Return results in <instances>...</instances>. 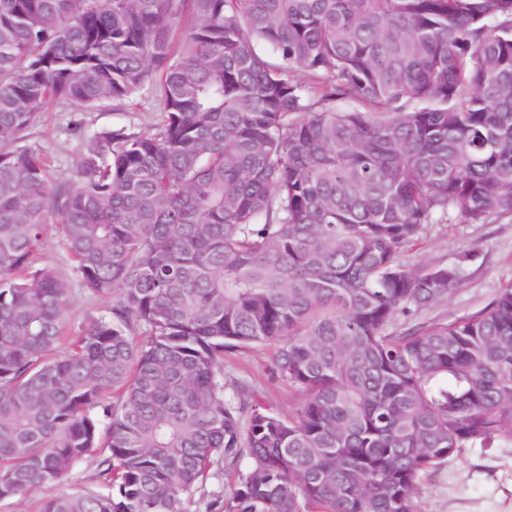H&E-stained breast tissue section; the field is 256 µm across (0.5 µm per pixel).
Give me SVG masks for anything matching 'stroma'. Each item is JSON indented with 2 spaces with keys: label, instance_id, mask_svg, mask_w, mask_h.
<instances>
[{
  "label": "stroma",
  "instance_id": "obj_1",
  "mask_svg": "<svg viewBox=\"0 0 512 512\" xmlns=\"http://www.w3.org/2000/svg\"><path fill=\"white\" fill-rule=\"evenodd\" d=\"M155 88L146 87L135 103H105L87 112L48 104L30 129L26 143L49 164L51 180L71 178L95 132L112 127L144 129L159 119ZM403 263L422 271L434 265L462 264L465 279L447 305L421 312L424 320L451 321L489 304L501 288L512 284V219L486 224H428L409 245ZM35 264L48 263L67 283L69 301L66 331L105 313V299L82 288L59 224L46 225L34 253ZM276 347L253 345L224 354V377L246 384L254 400L274 412L292 414L302 395L280 381L274 372ZM98 456L75 464L63 483L40 487L26 496L0 500V512H40L42 503L63 492L100 490ZM418 499L423 512H512V445L468 448L444 466L424 474Z\"/></svg>",
  "mask_w": 512,
  "mask_h": 512
}]
</instances>
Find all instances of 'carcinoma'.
<instances>
[{"mask_svg":"<svg viewBox=\"0 0 512 512\" xmlns=\"http://www.w3.org/2000/svg\"><path fill=\"white\" fill-rule=\"evenodd\" d=\"M147 85L159 122L51 183L42 109ZM506 217L512 0H0V500L103 446L107 492L41 512H190L221 468L222 512H422L423 473L512 444V284L420 322L464 270L400 256ZM51 218L111 302L58 356L68 288L31 264ZM269 343L288 418L224 380Z\"/></svg>","mask_w":512,"mask_h":512,"instance_id":"cac0c4a2","label":"carcinoma"}]
</instances>
